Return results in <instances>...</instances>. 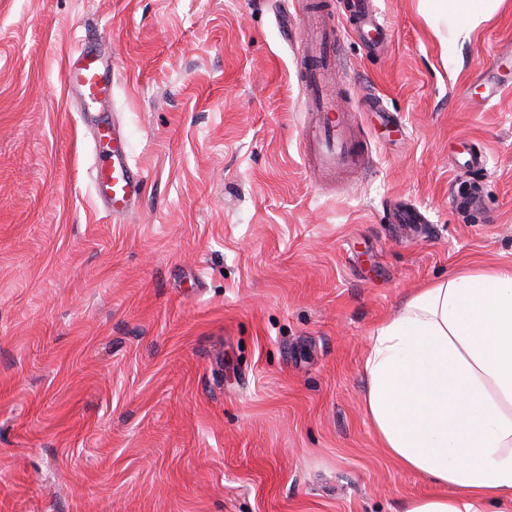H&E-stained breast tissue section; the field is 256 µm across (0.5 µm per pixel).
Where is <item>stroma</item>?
<instances>
[{"label": "stroma", "mask_w": 512, "mask_h": 512, "mask_svg": "<svg viewBox=\"0 0 512 512\" xmlns=\"http://www.w3.org/2000/svg\"><path fill=\"white\" fill-rule=\"evenodd\" d=\"M379 7L380 53L340 24L365 168L325 190L299 144L293 0H0V512H404L427 493L378 446L364 357L405 298L512 267V0L451 41L420 0ZM102 31L145 176L118 223L64 84ZM484 80L503 92L473 103ZM467 146L485 171L460 168ZM474 183L477 216L454 205ZM401 206L426 223L400 230Z\"/></svg>", "instance_id": "obj_1"}]
</instances>
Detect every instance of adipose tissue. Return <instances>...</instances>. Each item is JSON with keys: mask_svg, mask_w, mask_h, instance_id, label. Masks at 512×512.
Wrapping results in <instances>:
<instances>
[{"mask_svg": "<svg viewBox=\"0 0 512 512\" xmlns=\"http://www.w3.org/2000/svg\"><path fill=\"white\" fill-rule=\"evenodd\" d=\"M494 0H432L457 37ZM363 407L383 452L442 487L405 512H512V269L464 272L406 299L370 336Z\"/></svg>", "mask_w": 512, "mask_h": 512, "instance_id": "adipose-tissue-1", "label": "adipose tissue"}]
</instances>
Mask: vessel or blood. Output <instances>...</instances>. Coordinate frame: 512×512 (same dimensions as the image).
<instances>
[{
	"label": "vessel or blood",
	"instance_id": "1",
	"mask_svg": "<svg viewBox=\"0 0 512 512\" xmlns=\"http://www.w3.org/2000/svg\"><path fill=\"white\" fill-rule=\"evenodd\" d=\"M300 4L304 51L299 78L310 115L300 130V140L311 156L314 178L325 184L339 172L356 170L359 156L349 134V115L339 101V26L334 12L320 0H300ZM355 16L358 37L370 50H383L390 33L380 20L378 0H355ZM106 50L103 35L86 36L70 58L66 82L75 88L76 103L92 125L94 194L117 221L138 203L144 176L132 160L123 128L114 119L116 67L109 63Z\"/></svg>",
	"mask_w": 512,
	"mask_h": 512
}]
</instances>
